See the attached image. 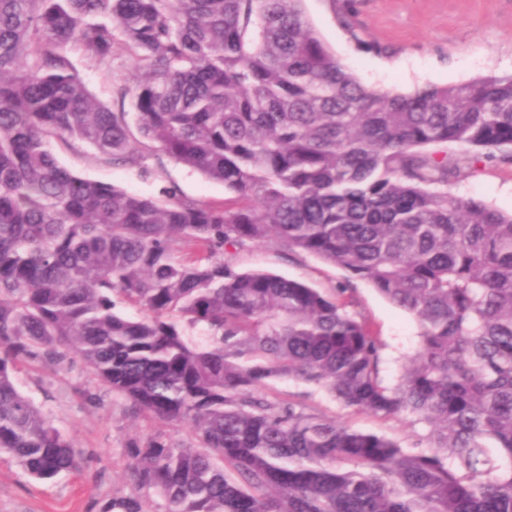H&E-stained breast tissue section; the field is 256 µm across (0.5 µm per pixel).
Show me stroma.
<instances>
[{
	"instance_id": "35a3bbf8",
	"label": "stroma",
	"mask_w": 512,
	"mask_h": 512,
	"mask_svg": "<svg viewBox=\"0 0 512 512\" xmlns=\"http://www.w3.org/2000/svg\"><path fill=\"white\" fill-rule=\"evenodd\" d=\"M301 7L325 46L367 86L409 94L426 86L458 85L486 75L512 74V0H302ZM111 75H103L82 56L73 62L87 89L107 106L127 83L131 63L115 47ZM62 165L76 175L156 197L162 189L214 205L229 194L222 183L207 179L171 160L148 159L141 168L97 164L94 151L55 144ZM452 191L512 211V163L482 160L450 185ZM241 271L261 270L328 291L345 280L340 268L311 255L288 256L253 244L233 258ZM360 310L386 345L385 370L396 378L404 358L417 346L412 317L371 286L353 281ZM23 393L43 409L69 438L82 459L78 471L50 481L31 479L8 454H0V512H103L112 499L131 495L125 479V450L132 440H146L158 427L132 417L127 402L88 372L81 360L54 370L38 364L17 375ZM262 395L270 402H294L353 429L383 434L406 448L426 447V428L399 419L359 413L343 407L324 390L288 379L268 383Z\"/></svg>"
}]
</instances>
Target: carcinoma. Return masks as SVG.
I'll use <instances>...</instances> for the list:
<instances>
[{
  "instance_id": "1",
  "label": "carcinoma",
  "mask_w": 512,
  "mask_h": 512,
  "mask_svg": "<svg viewBox=\"0 0 512 512\" xmlns=\"http://www.w3.org/2000/svg\"><path fill=\"white\" fill-rule=\"evenodd\" d=\"M301 2L0 0V452L38 480L79 468L16 381L73 353L132 413L191 435L131 442L129 481L165 505L114 512H512V214L448 190L512 149V75L368 87ZM118 42L134 127L72 62L110 76ZM55 141L105 165L168 157L232 198L84 179ZM249 244L316 256L410 314L398 380L354 289L241 272ZM276 378L412 414L429 446L272 403Z\"/></svg>"
}]
</instances>
